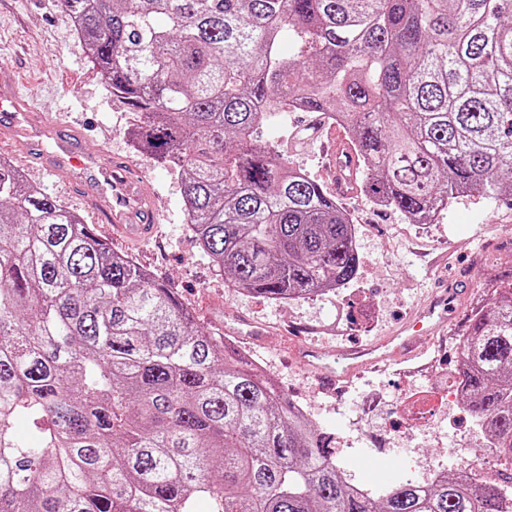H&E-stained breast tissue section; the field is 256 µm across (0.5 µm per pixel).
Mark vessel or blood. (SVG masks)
<instances>
[{
  "label": "vessel or blood",
  "mask_w": 512,
  "mask_h": 512,
  "mask_svg": "<svg viewBox=\"0 0 512 512\" xmlns=\"http://www.w3.org/2000/svg\"><path fill=\"white\" fill-rule=\"evenodd\" d=\"M16 79L0 70V143L8 142L11 149L38 156L47 173L59 181H68L74 172L84 178V203L92 212L104 213L106 230L113 242L126 246L144 242L156 232L158 207L156 194L149 181L134 166L111 165L100 156L84 151L79 129L68 125H50L41 114L33 112L28 101L14 91ZM331 156L339 174L334 191L346 193L350 180L347 168L356 158L344 140H337ZM455 291L436 295L422 312L430 329H438L455 306ZM416 345L407 329H400L373 346L356 347L342 353L341 365L324 361L321 354L302 344L294 352L300 361L316 372L324 387L334 386L339 377L359 374L378 368L387 358L410 357Z\"/></svg>",
  "instance_id": "b4317fda"
}]
</instances>
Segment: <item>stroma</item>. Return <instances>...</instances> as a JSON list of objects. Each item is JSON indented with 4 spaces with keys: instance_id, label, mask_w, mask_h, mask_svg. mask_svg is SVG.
I'll list each match as a JSON object with an SVG mask.
<instances>
[{
    "instance_id": "stroma-1",
    "label": "stroma",
    "mask_w": 512,
    "mask_h": 512,
    "mask_svg": "<svg viewBox=\"0 0 512 512\" xmlns=\"http://www.w3.org/2000/svg\"><path fill=\"white\" fill-rule=\"evenodd\" d=\"M2 66L14 71L21 94L48 120L80 128L87 150L108 160H129L143 172L158 194L161 224L153 239L126 248V255L175 288L195 324L217 337L242 318L266 324L263 341L247 345L253 361L307 407L312 423L334 438L339 462L352 483L382 493L388 473L379 466L383 460L394 462V475L424 483L456 467L448 453L453 434L463 435L474 447L485 445V428L461 403L436 406L430 395L446 386L454 369L457 333L466 314L489 300L484 283L512 272V197H462L430 224H412L399 213L377 210L357 192L339 197L356 226V281L335 293L279 303L231 288L223 272L200 252L185 224L177 174L131 148L124 134L128 107L106 93L59 0H0ZM302 128L308 136L303 144H294L292 135ZM260 139L287 150L294 165L331 187V131L320 126L317 113H273ZM0 156L80 214L83 223L102 226L100 216L84 214L79 185L50 181L39 164L10 147L0 148ZM448 286H462L466 292L444 335L419 337L414 363L422 371L417 375L402 376L400 365L393 363L326 394L291 356L289 329H305L308 340L328 354L366 344L389 335L436 288ZM412 397L424 427L401 443L392 430L404 402Z\"/></svg>"
}]
</instances>
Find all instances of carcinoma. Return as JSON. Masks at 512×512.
Instances as JSON below:
<instances>
[{
    "instance_id": "cac0c4a2",
    "label": "carcinoma",
    "mask_w": 512,
    "mask_h": 512,
    "mask_svg": "<svg viewBox=\"0 0 512 512\" xmlns=\"http://www.w3.org/2000/svg\"><path fill=\"white\" fill-rule=\"evenodd\" d=\"M62 4L233 288L309 299L359 269L336 200L257 140L261 99L336 113L360 194L420 224L464 194L512 195V0ZM490 294L455 373L512 459V274ZM508 495L461 471L380 498L350 483L278 383L0 162V512H503Z\"/></svg>"
}]
</instances>
